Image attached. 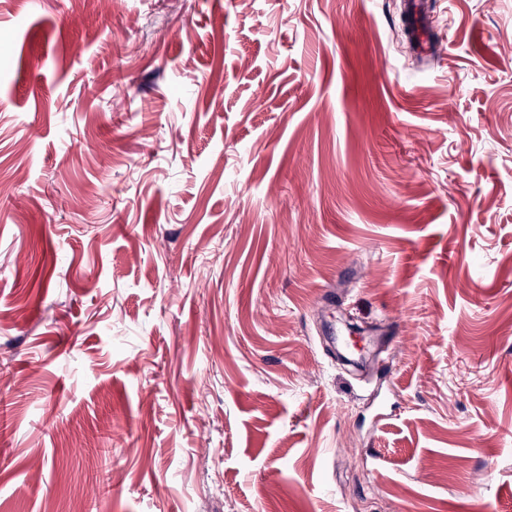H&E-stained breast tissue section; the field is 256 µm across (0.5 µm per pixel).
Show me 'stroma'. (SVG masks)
Listing matches in <instances>:
<instances>
[{"instance_id": "obj_1", "label": "stroma", "mask_w": 512, "mask_h": 512, "mask_svg": "<svg viewBox=\"0 0 512 512\" xmlns=\"http://www.w3.org/2000/svg\"><path fill=\"white\" fill-rule=\"evenodd\" d=\"M431 24L0 0V512H512V0ZM405 12L411 20V41L417 54L439 55V42L433 41L429 22L430 2L427 0H406Z\"/></svg>"}]
</instances>
